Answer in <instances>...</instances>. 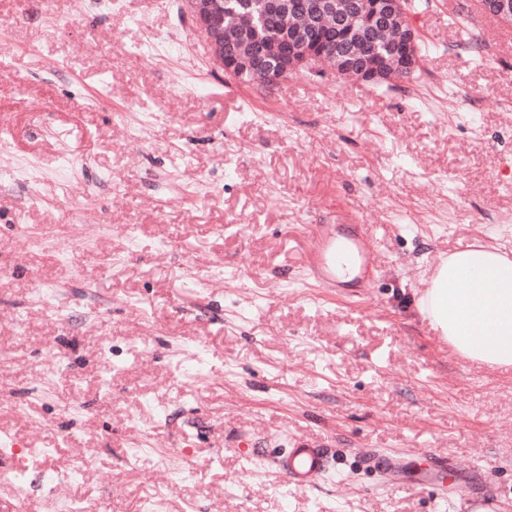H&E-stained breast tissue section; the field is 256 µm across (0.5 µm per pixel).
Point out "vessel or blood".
Masks as SVG:
<instances>
[{
  "label": "vessel or blood",
  "instance_id": "obj_1",
  "mask_svg": "<svg viewBox=\"0 0 512 512\" xmlns=\"http://www.w3.org/2000/svg\"><path fill=\"white\" fill-rule=\"evenodd\" d=\"M311 248L305 265L318 285L337 288L342 278H350L357 284H365L376 269L374 247L367 233L351 231L341 235L332 224H311L307 227ZM328 449L298 447L288 449L284 456V468L296 486L304 487L328 469Z\"/></svg>",
  "mask_w": 512,
  "mask_h": 512
}]
</instances>
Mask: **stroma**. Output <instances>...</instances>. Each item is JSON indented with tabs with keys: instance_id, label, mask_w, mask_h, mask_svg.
I'll return each instance as SVG.
<instances>
[{
	"instance_id": "stroma-1",
	"label": "stroma",
	"mask_w": 512,
	"mask_h": 512,
	"mask_svg": "<svg viewBox=\"0 0 512 512\" xmlns=\"http://www.w3.org/2000/svg\"><path fill=\"white\" fill-rule=\"evenodd\" d=\"M455 2L411 14L416 79L269 92L214 65L184 0H0V143L40 197L0 164V430L31 449L0 512H52L44 477L81 463L89 512H512V367L418 309L435 258L512 257V52L464 48L477 0ZM144 22L179 59L143 55ZM47 129L89 158L72 183ZM309 224L367 227L359 294L309 277ZM303 442L333 456L308 490L271 461Z\"/></svg>"
}]
</instances>
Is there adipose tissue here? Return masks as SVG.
Wrapping results in <instances>:
<instances>
[{
  "mask_svg": "<svg viewBox=\"0 0 512 512\" xmlns=\"http://www.w3.org/2000/svg\"><path fill=\"white\" fill-rule=\"evenodd\" d=\"M420 310L464 360L512 367V258L497 247L450 254Z\"/></svg>",
  "mask_w": 512,
  "mask_h": 512,
  "instance_id": "obj_1",
  "label": "adipose tissue"
}]
</instances>
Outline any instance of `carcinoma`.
I'll use <instances>...</instances> for the list:
<instances>
[{
  "label": "carcinoma",
  "instance_id": "carcinoma-1",
  "mask_svg": "<svg viewBox=\"0 0 512 512\" xmlns=\"http://www.w3.org/2000/svg\"><path fill=\"white\" fill-rule=\"evenodd\" d=\"M280 8L272 6V0H186L187 7L202 24L215 18L220 28L213 32L216 37L215 56L224 59L262 56L269 50V43L284 22L294 25L299 37L313 29L323 37L327 48V62L336 64V57L357 55L360 57L391 61V44L395 32L369 34L355 27L352 34L342 36L345 28L336 22V16L346 12L348 0H332L335 9L323 8L325 0H278Z\"/></svg>",
  "mask_w": 512,
  "mask_h": 512
}]
</instances>
